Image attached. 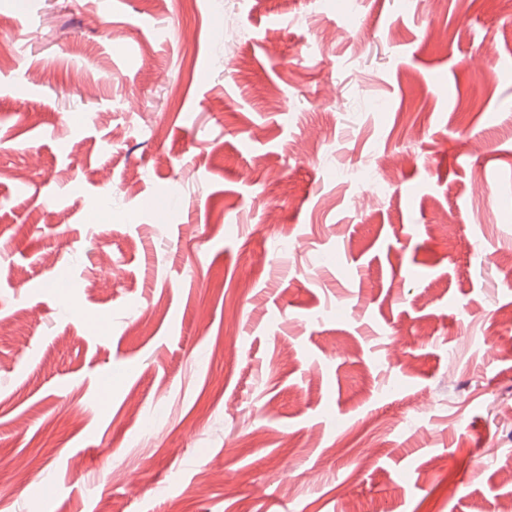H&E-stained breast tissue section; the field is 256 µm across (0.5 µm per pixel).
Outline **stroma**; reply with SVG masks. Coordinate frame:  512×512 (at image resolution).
<instances>
[{
  "label": "stroma",
  "mask_w": 512,
  "mask_h": 512,
  "mask_svg": "<svg viewBox=\"0 0 512 512\" xmlns=\"http://www.w3.org/2000/svg\"><path fill=\"white\" fill-rule=\"evenodd\" d=\"M0 246V512L512 501V0H0Z\"/></svg>",
  "instance_id": "35a3bbf8"
}]
</instances>
